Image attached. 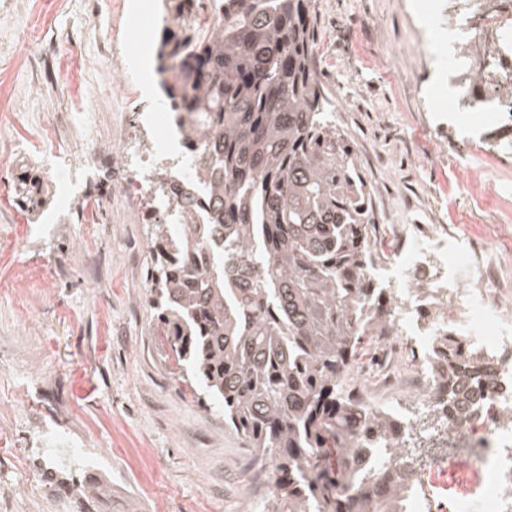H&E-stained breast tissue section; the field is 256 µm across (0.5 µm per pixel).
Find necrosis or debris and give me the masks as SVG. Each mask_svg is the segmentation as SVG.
<instances>
[{
  "mask_svg": "<svg viewBox=\"0 0 512 512\" xmlns=\"http://www.w3.org/2000/svg\"><path fill=\"white\" fill-rule=\"evenodd\" d=\"M169 132L165 121H158L152 158H127L132 175L121 189L123 195L155 192L152 159L167 155ZM495 254L494 243L480 244L453 232L415 238L389 269L379 305L394 329L380 337L371 364L352 372L377 393L408 384L417 387L418 415L393 413L394 443L406 445L417 438L461 448L466 469L445 498L430 489L447 472L444 456L433 454L411 467L397 454L384 462L378 471L382 484L402 483L409 491L406 512H466V501L473 496L480 500L481 512H512V359L499 362L481 382L480 407L452 424L441 411L448 396L446 380L423 358L438 336H452L459 354L475 351L486 357L512 340V290L499 288L485 264Z\"/></svg>",
  "mask_w": 512,
  "mask_h": 512,
  "instance_id": "4bbe7bcc",
  "label": "necrosis or debris"
}]
</instances>
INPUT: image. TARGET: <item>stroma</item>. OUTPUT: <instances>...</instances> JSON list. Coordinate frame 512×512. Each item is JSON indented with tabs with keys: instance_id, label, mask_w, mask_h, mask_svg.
<instances>
[{
	"instance_id": "35a3bbf8",
	"label": "stroma",
	"mask_w": 512,
	"mask_h": 512,
	"mask_svg": "<svg viewBox=\"0 0 512 512\" xmlns=\"http://www.w3.org/2000/svg\"><path fill=\"white\" fill-rule=\"evenodd\" d=\"M421 0H315L314 65L354 152L388 262L406 245L400 224L455 227L493 238L512 261L501 199L469 182L512 142V125L449 108L421 44ZM15 6L19 41L0 49V512H267L273 489L249 490L254 455L179 379L149 304L152 196L118 197L124 152L148 148L113 77L165 100L155 52L136 57L126 28L134 0H40L47 25ZM73 66L84 110L54 111ZM57 127L54 143L35 127ZM81 177L71 192L48 176L53 150ZM40 176L41 206L20 174ZM112 200L88 233L74 215Z\"/></svg>"
}]
</instances>
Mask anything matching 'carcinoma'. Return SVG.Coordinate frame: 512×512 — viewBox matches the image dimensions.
<instances>
[{
	"label": "carcinoma",
	"mask_w": 512,
	"mask_h": 512,
	"mask_svg": "<svg viewBox=\"0 0 512 512\" xmlns=\"http://www.w3.org/2000/svg\"><path fill=\"white\" fill-rule=\"evenodd\" d=\"M314 0H164L162 83L193 153L204 224H155L148 269L157 329L176 365L224 408L253 455L277 464L271 512H361L341 493L367 487L391 455L388 412L359 416L343 375L391 327L369 191L332 123L314 67ZM224 19L216 33L201 16ZM492 58L468 87L496 91ZM494 359L448 360V417L478 402Z\"/></svg>",
	"instance_id": "obj_1"
}]
</instances>
